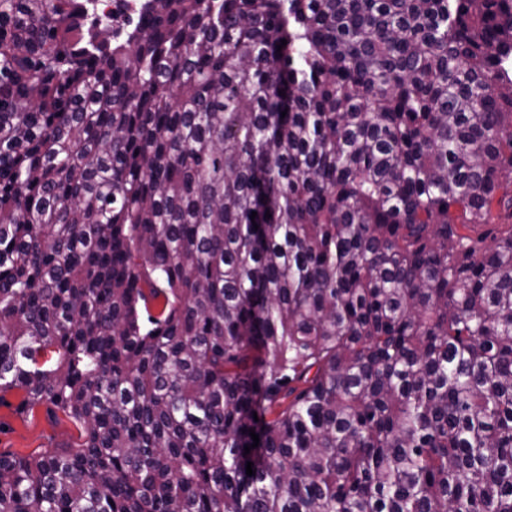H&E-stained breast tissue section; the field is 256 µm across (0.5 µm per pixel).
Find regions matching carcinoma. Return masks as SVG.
Masks as SVG:
<instances>
[{"label": "carcinoma", "mask_w": 512, "mask_h": 512, "mask_svg": "<svg viewBox=\"0 0 512 512\" xmlns=\"http://www.w3.org/2000/svg\"><path fill=\"white\" fill-rule=\"evenodd\" d=\"M143 10L0 0V512H512V0ZM140 0H99L98 6L104 13L111 12L114 20L129 17L131 24L141 21ZM0 398V452L36 457L48 449L80 442L78 428L62 412H53L46 405L22 411L17 390L2 392Z\"/></svg>", "instance_id": "carcinoma-1"}]
</instances>
